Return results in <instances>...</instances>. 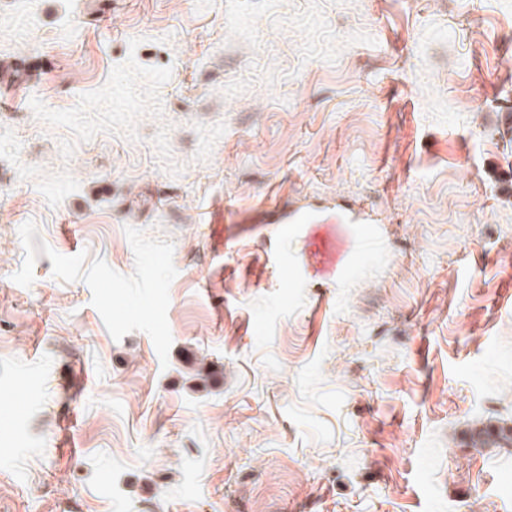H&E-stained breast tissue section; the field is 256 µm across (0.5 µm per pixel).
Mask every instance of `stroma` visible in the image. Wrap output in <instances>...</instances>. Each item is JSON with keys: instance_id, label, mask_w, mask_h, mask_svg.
<instances>
[{"instance_id": "1", "label": "stroma", "mask_w": 512, "mask_h": 512, "mask_svg": "<svg viewBox=\"0 0 512 512\" xmlns=\"http://www.w3.org/2000/svg\"><path fill=\"white\" fill-rule=\"evenodd\" d=\"M17 59L0 512H512V0H0Z\"/></svg>"}]
</instances>
